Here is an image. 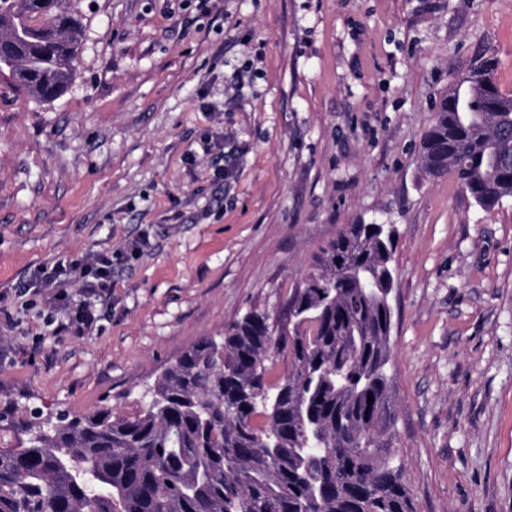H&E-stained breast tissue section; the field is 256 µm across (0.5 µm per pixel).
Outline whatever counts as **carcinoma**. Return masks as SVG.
I'll return each mask as SVG.
<instances>
[{"label": "carcinoma", "mask_w": 512, "mask_h": 512, "mask_svg": "<svg viewBox=\"0 0 512 512\" xmlns=\"http://www.w3.org/2000/svg\"><path fill=\"white\" fill-rule=\"evenodd\" d=\"M40 0H0V76L49 103L72 84L80 23ZM448 88L421 163L452 172L483 208L512 197V95ZM396 240L348 224L288 298L291 332L251 311L156 378L144 410L46 418L0 448V512H415L392 451L389 372ZM291 369L266 380L273 349ZM373 402H368V397Z\"/></svg>", "instance_id": "1"}]
</instances>
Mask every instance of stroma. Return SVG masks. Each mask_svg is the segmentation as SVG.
<instances>
[{
	"instance_id": "35a3bbf8",
	"label": "stroma",
	"mask_w": 512,
	"mask_h": 512,
	"mask_svg": "<svg viewBox=\"0 0 512 512\" xmlns=\"http://www.w3.org/2000/svg\"><path fill=\"white\" fill-rule=\"evenodd\" d=\"M76 78H0V448L36 410L145 408L164 368L285 303L348 224L397 228L393 447L415 512H512V198L429 175L436 104L483 54L512 94V0H62ZM117 265L86 336L15 294Z\"/></svg>"
}]
</instances>
